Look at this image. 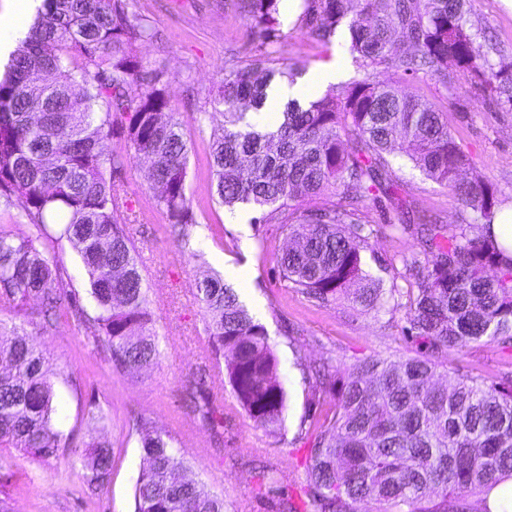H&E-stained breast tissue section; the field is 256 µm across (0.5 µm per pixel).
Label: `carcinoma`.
<instances>
[{"instance_id": "1", "label": "carcinoma", "mask_w": 512, "mask_h": 512, "mask_svg": "<svg viewBox=\"0 0 512 512\" xmlns=\"http://www.w3.org/2000/svg\"><path fill=\"white\" fill-rule=\"evenodd\" d=\"M351 2L350 53L359 76L303 106L289 102L266 130L246 121V109L267 97V59L231 69L214 107H223L224 134L210 151L211 188L229 209L251 204L277 214L292 245L277 257L283 280L322 305L339 297L365 313H380L395 288L365 269L372 230L350 200L390 201L396 231L413 230L422 251L404 260L415 280L403 318L425 347L396 360L369 358L341 366L329 358L314 372L311 396L329 405L313 423L307 461L308 512H442L431 495L456 500V512H490L488 493L512 478V374L495 380L461 374L447 386L435 378L448 356L481 343L512 344V258L487 235L499 200L471 166L448 129V113L375 79L373 69L425 71L442 84L467 72L490 97L512 108V68L494 69L498 52L468 24L465 0H313L305 26L327 41ZM271 33L278 0H239ZM154 37L123 0H43L0 79V205L54 242L67 239L88 277L91 316L63 301L65 267L28 236L0 228V305L22 327L0 334V446L33 457L58 456L69 437L56 422L55 390L46 357L32 336L64 322L93 338L117 370L158 356L152 299L139 266L121 196L128 154L106 152L123 138L150 159L149 189L167 223H197L187 194L189 149L171 109L168 83L145 68L135 49ZM353 140L345 148L343 137ZM405 156L427 179L471 209L480 234L421 216L393 190L391 158ZM343 202L315 204L325 192ZM206 315L213 370L239 406L268 434L283 428L286 393L265 326L218 276L195 283ZM205 370L185 376L193 412L224 442V405ZM134 512H224V497L187 475L186 451L170 434L145 431ZM84 467L104 486L112 446L88 444Z\"/></svg>"}]
</instances>
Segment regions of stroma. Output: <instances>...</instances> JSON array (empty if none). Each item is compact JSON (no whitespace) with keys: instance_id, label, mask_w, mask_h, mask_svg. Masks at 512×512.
<instances>
[{"instance_id":"obj_1","label":"stroma","mask_w":512,"mask_h":512,"mask_svg":"<svg viewBox=\"0 0 512 512\" xmlns=\"http://www.w3.org/2000/svg\"><path fill=\"white\" fill-rule=\"evenodd\" d=\"M130 13L146 18L156 39L139 44L143 65L172 81L171 107L182 122L189 147L188 194L197 222L188 240L171 232L148 189L146 168L130 157L124 179L132 235L153 300V328L159 338L157 364L137 372L111 368L85 333L60 324L36 337L47 366L55 374L56 418L73 441L58 457L40 461L7 448L10 466L0 469V492L12 512H134L135 483L143 454L132 421L141 417L168 431L186 449L191 474L207 491L224 497L225 512H279L280 500L301 504L307 484L306 448L311 425L323 414L312 403L304 367L324 358L352 365L369 358L398 359L418 347L401 333L402 311L378 315L353 310L346 300L320 306L288 286L277 257L288 233L277 218L239 224L234 212L217 204L211 193L209 152L221 133L223 118L209 96L226 71L248 66L265 55L276 81L307 75L332 56L343 58V81L356 75L345 30L330 42L311 37L303 22L309 0H295L292 11H279L275 32L264 31L241 12L235 0H125ZM470 24L499 47L494 66L512 64V12L502 0H467ZM382 80L397 82L410 94L448 114V126L468 153L471 164L493 184L501 209L512 208V108L489 103L470 76L457 74L441 84L424 73L401 74L378 68ZM398 192L412 207L440 224H467L471 212L454 202L447 188L424 178L403 159H394ZM374 228L367 268L385 287L406 289L403 258L420 251L413 233L386 225L381 208L366 206ZM246 269L249 289L239 298L262 323L278 361L286 392L284 430L271 436L256 427L238 405L227 381H215L224 392V445L216 447L209 426L183 401L182 381L198 367H211L205 342V316L194 284L209 273ZM448 367L495 377L512 371V347L491 343L449 355ZM102 435L112 445L108 484L93 489L83 463V443ZM270 464L281 482L271 489L259 484L256 464Z\"/></svg>"}]
</instances>
